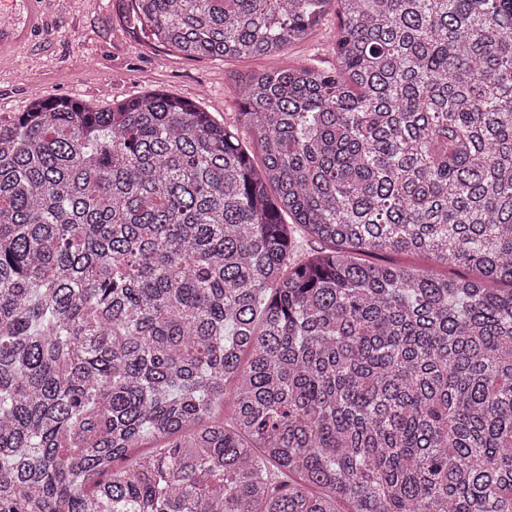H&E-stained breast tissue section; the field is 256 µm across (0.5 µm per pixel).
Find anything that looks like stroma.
<instances>
[{
	"instance_id": "35a3bbf8",
	"label": "stroma",
	"mask_w": 512,
	"mask_h": 512,
	"mask_svg": "<svg viewBox=\"0 0 512 512\" xmlns=\"http://www.w3.org/2000/svg\"><path fill=\"white\" fill-rule=\"evenodd\" d=\"M335 27L331 11L318 30L278 56L189 60L139 41L116 0H45L31 43L0 56V118L12 119L48 95L103 107L161 89L230 123L239 110L237 76L303 62L332 68L336 53L329 34Z\"/></svg>"
}]
</instances>
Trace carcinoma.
<instances>
[{"instance_id": "obj_1", "label": "carcinoma", "mask_w": 512, "mask_h": 512, "mask_svg": "<svg viewBox=\"0 0 512 512\" xmlns=\"http://www.w3.org/2000/svg\"><path fill=\"white\" fill-rule=\"evenodd\" d=\"M125 2L336 68L0 119V512H512V0Z\"/></svg>"}]
</instances>
